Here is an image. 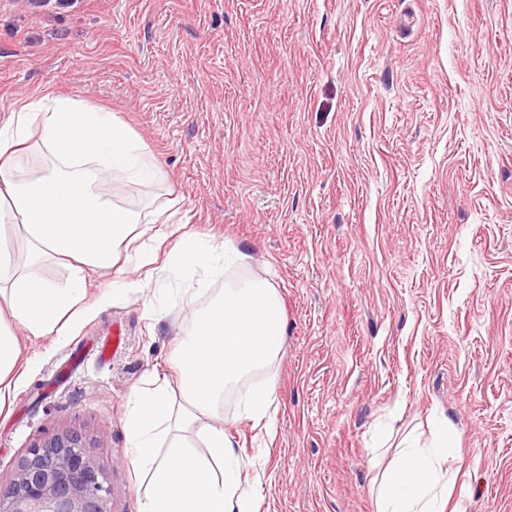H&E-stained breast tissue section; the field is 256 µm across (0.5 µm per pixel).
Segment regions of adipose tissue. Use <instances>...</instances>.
<instances>
[{"label":"adipose tissue","instance_id":"obj_1","mask_svg":"<svg viewBox=\"0 0 512 512\" xmlns=\"http://www.w3.org/2000/svg\"><path fill=\"white\" fill-rule=\"evenodd\" d=\"M34 128L47 163L29 170L21 147ZM104 169L140 184L163 179L146 147L112 113L75 98L42 95L0 124V407L20 382L16 329L35 339L68 335L88 273L128 271L122 256L140 227L164 215L151 201L122 205L96 193ZM155 239L170 242L167 264L187 275L201 269L222 274L235 255L179 228ZM61 257L73 262L64 288L34 272ZM184 302L192 324L174 351L175 379L153 373L130 400L128 462L143 491L140 512H255L242 461L224 434V391L278 356L284 335L279 302L270 284L256 280L225 285L200 308L195 294ZM448 430V421H440L433 447L401 450L377 488L378 512H443Z\"/></svg>","mask_w":512,"mask_h":512}]
</instances>
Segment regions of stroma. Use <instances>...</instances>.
<instances>
[{
    "label": "stroma",
    "mask_w": 512,
    "mask_h": 512,
    "mask_svg": "<svg viewBox=\"0 0 512 512\" xmlns=\"http://www.w3.org/2000/svg\"><path fill=\"white\" fill-rule=\"evenodd\" d=\"M46 93L117 117L171 224L244 254L208 295L275 289L281 354L224 393L258 512H377L400 444L430 446L440 416L449 512H512V0H0V123ZM121 281L88 279L63 340L21 338L38 362L0 409V481L75 430L110 512H140L127 403L169 366L195 281L157 271L98 303ZM269 386L264 430L242 398Z\"/></svg>",
    "instance_id": "stroma-1"
}]
</instances>
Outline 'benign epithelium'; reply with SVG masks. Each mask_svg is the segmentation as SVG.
<instances>
[{
    "mask_svg": "<svg viewBox=\"0 0 512 512\" xmlns=\"http://www.w3.org/2000/svg\"><path fill=\"white\" fill-rule=\"evenodd\" d=\"M111 497L83 436L62 431L30 445L13 478L0 485V512H109Z\"/></svg>",
    "mask_w": 512,
    "mask_h": 512,
    "instance_id": "benign-epithelium-1",
    "label": "benign epithelium"
}]
</instances>
